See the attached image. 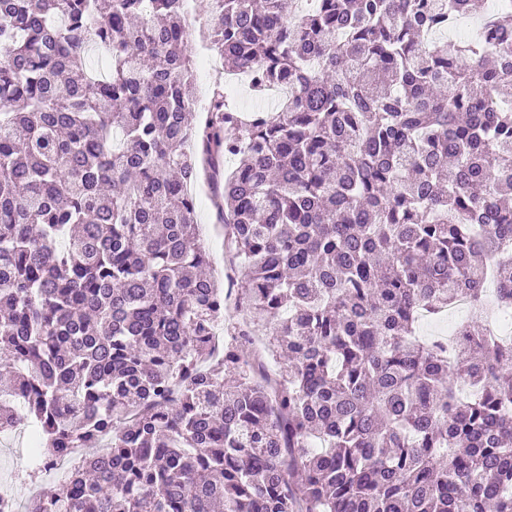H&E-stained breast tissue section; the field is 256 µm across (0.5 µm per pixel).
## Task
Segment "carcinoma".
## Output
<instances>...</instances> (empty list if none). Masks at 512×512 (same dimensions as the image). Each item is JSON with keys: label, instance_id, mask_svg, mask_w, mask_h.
<instances>
[{"label": "carcinoma", "instance_id": "1", "mask_svg": "<svg viewBox=\"0 0 512 512\" xmlns=\"http://www.w3.org/2000/svg\"><path fill=\"white\" fill-rule=\"evenodd\" d=\"M297 4L213 0L224 72L293 99L194 127L184 0H0V427L112 437L28 512H512V347L415 335L512 306V8ZM197 197L196 220L200 225L202 237L213 254L215 267L224 272V229L217 222L215 210L211 202L209 188L200 184L194 189Z\"/></svg>", "mask_w": 512, "mask_h": 512}]
</instances>
